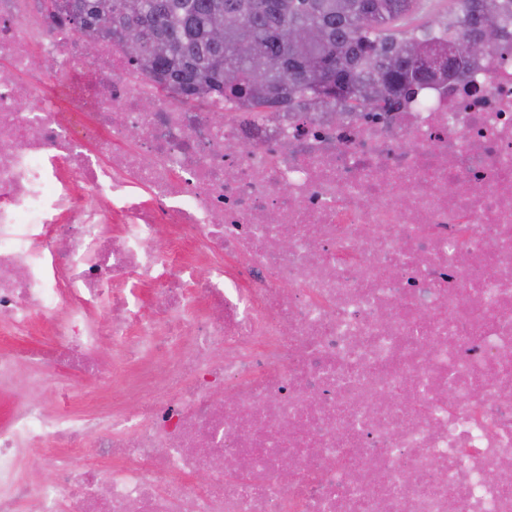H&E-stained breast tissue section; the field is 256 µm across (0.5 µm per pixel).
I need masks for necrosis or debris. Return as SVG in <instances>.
<instances>
[{"label":"necrosis or debris","instance_id":"obj_1","mask_svg":"<svg viewBox=\"0 0 512 512\" xmlns=\"http://www.w3.org/2000/svg\"><path fill=\"white\" fill-rule=\"evenodd\" d=\"M44 5L0 0V512H512V39L257 122Z\"/></svg>","mask_w":512,"mask_h":512}]
</instances>
